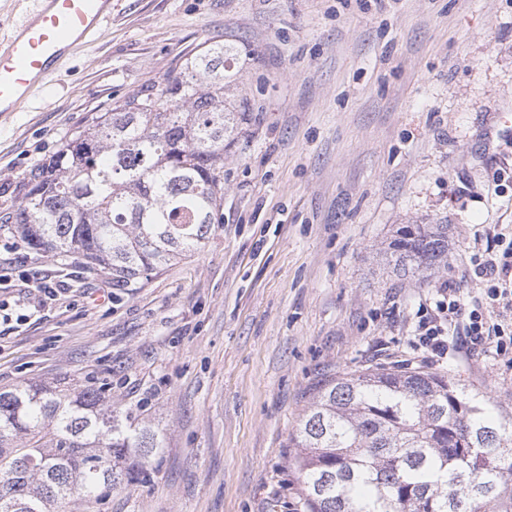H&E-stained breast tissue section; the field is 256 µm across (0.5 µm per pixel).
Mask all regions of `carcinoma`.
Wrapping results in <instances>:
<instances>
[{
    "label": "carcinoma",
    "instance_id": "carcinoma-1",
    "mask_svg": "<svg viewBox=\"0 0 512 512\" xmlns=\"http://www.w3.org/2000/svg\"><path fill=\"white\" fill-rule=\"evenodd\" d=\"M238 49L206 42L161 88L76 130L0 216L30 248L72 253L134 288L204 245L224 199V151L247 120L224 90ZM402 278L448 263V225L406 224L384 252ZM447 373L374 369L335 378L288 447L306 512H512V414ZM158 433L88 388L0 391V512H57L142 481Z\"/></svg>",
    "mask_w": 512,
    "mask_h": 512
}]
</instances>
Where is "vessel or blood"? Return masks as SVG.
I'll return each mask as SVG.
<instances>
[{"instance_id":"1","label":"vessel or blood","mask_w":512,"mask_h":512,"mask_svg":"<svg viewBox=\"0 0 512 512\" xmlns=\"http://www.w3.org/2000/svg\"><path fill=\"white\" fill-rule=\"evenodd\" d=\"M112 0H37L34 12L0 45V112H15L45 85L56 63L100 33Z\"/></svg>"}]
</instances>
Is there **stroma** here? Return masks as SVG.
Segmentation results:
<instances>
[{
    "mask_svg": "<svg viewBox=\"0 0 512 512\" xmlns=\"http://www.w3.org/2000/svg\"><path fill=\"white\" fill-rule=\"evenodd\" d=\"M224 38L241 51L224 99L250 114L198 252L116 288L0 228V389H100L162 434L143 483L59 512H304L288 438L325 383L368 367L447 372L512 412L511 361H436L415 337L442 284L481 294L475 236L512 229V0H112L104 31L0 112V212L91 117ZM401 224L447 225V267L397 280Z\"/></svg>",
    "mask_w": 512,
    "mask_h": 512,
    "instance_id": "35a3bbf8",
    "label": "stroma"
}]
</instances>
